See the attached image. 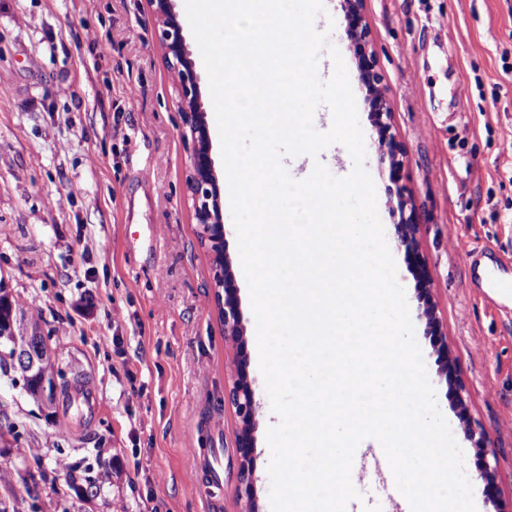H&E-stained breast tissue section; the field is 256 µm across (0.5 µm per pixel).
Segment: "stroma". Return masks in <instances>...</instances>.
Instances as JSON below:
<instances>
[{"mask_svg":"<svg viewBox=\"0 0 512 512\" xmlns=\"http://www.w3.org/2000/svg\"><path fill=\"white\" fill-rule=\"evenodd\" d=\"M315 27L348 69L384 228L399 218L378 162L341 0ZM369 49L406 151L437 316L478 453L438 374L416 279L394 236L416 339L439 407L465 455L477 512H512V312L462 258L512 275V0H364ZM172 77L143 0H0V287L34 311L59 366L93 387L83 415L46 409L19 368L0 369V512H245L236 498L234 348L213 296L214 267L184 194L188 152ZM253 466L271 512L266 441L279 422L257 354ZM224 450L220 485L192 457Z\"/></svg>","mask_w":512,"mask_h":512,"instance_id":"1","label":"stroma"}]
</instances>
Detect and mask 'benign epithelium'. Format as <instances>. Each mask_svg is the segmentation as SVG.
<instances>
[{"mask_svg": "<svg viewBox=\"0 0 512 512\" xmlns=\"http://www.w3.org/2000/svg\"><path fill=\"white\" fill-rule=\"evenodd\" d=\"M160 32V47L168 70L174 77L176 105L180 117V133L189 150V174L186 179V194L192 200L195 223L201 245L212 253L217 266L214 275L215 301L220 322L224 326V338L235 348L234 382L229 391V401L235 409L237 419L236 453L239 458V480L234 489L235 496L246 502L247 512H258L255 498V476L252 452L253 432L256 426V400L253 379L249 373V359L242 326L238 291L231 262L226 254L223 211L219 202L220 191L211 157V143L205 113L200 101V74L191 58V51L183 35L172 0H146ZM344 8L352 17L348 38L355 42L358 65L363 85L371 104V117L380 134L379 153L382 161L388 162L393 180H399L404 163L405 150L396 139L392 129V108L386 95L377 88L379 76L374 55L367 52L368 27L363 20L362 0H344ZM397 207L400 220L394 232L400 246L404 247L408 262L413 266L417 281V297L422 304V315L426 319L427 334L437 353L438 373L454 389L458 404L465 406V389L457 379L453 364L448 357V342L442 325L436 316V306L430 289V275L425 258L419 251L417 224L414 213H406L411 198L406 188L397 187ZM23 375L39 372L49 351L43 347H22L18 351ZM477 479L484 485L487 497L497 493L496 473L488 462H483Z\"/></svg>", "mask_w": 512, "mask_h": 512, "instance_id": "1", "label": "benign epithelium"}]
</instances>
